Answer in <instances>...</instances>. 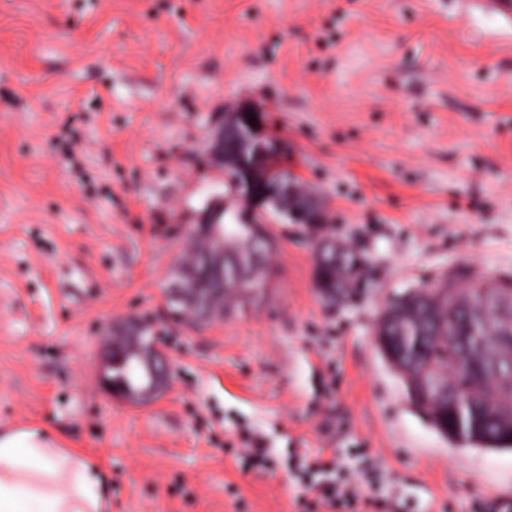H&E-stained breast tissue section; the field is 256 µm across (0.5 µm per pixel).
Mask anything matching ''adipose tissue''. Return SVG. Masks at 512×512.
I'll use <instances>...</instances> for the list:
<instances>
[{
    "instance_id": "1",
    "label": "adipose tissue",
    "mask_w": 512,
    "mask_h": 512,
    "mask_svg": "<svg viewBox=\"0 0 512 512\" xmlns=\"http://www.w3.org/2000/svg\"><path fill=\"white\" fill-rule=\"evenodd\" d=\"M106 485L96 460L54 431L0 426V512H105Z\"/></svg>"
}]
</instances>
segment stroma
<instances>
[{
    "mask_svg": "<svg viewBox=\"0 0 512 512\" xmlns=\"http://www.w3.org/2000/svg\"><path fill=\"white\" fill-rule=\"evenodd\" d=\"M251 110L325 231L275 224L263 297L194 327L169 272ZM368 261L325 302L322 234ZM512 280V21L458 0H0V425L38 422L106 470V512H295V460L377 471L393 512H495L512 448L434 426L379 349L383 309ZM170 367L102 384L115 325ZM260 439L274 459L245 457Z\"/></svg>",
    "mask_w": 512,
    "mask_h": 512,
    "instance_id": "stroma-1",
    "label": "stroma"
}]
</instances>
